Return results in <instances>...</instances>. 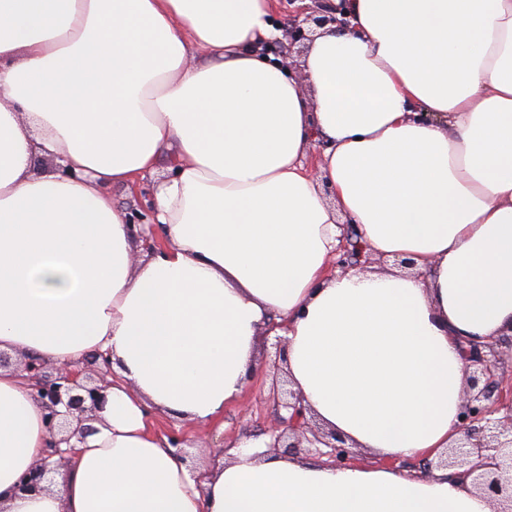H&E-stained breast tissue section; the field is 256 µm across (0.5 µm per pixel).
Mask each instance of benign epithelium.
Wrapping results in <instances>:
<instances>
[{"label":"benign epithelium","instance_id":"1","mask_svg":"<svg viewBox=\"0 0 512 512\" xmlns=\"http://www.w3.org/2000/svg\"><path fill=\"white\" fill-rule=\"evenodd\" d=\"M327 25L334 30L348 29L350 16L341 7L325 10L320 5L311 11H300L288 32V48L304 46ZM343 241L338 263L344 268L363 266L367 262L365 246L355 239L353 227L346 226ZM503 345L512 349V334L488 344L486 353L475 346L465 349V359L474 370L467 378L460 437L437 460H425L423 470L462 468L464 474L473 476L474 489L496 502L498 512H512V377L505 379L495 373L499 347ZM109 365L108 355L92 354L80 365H66L51 375L45 371V363L36 359L25 362L24 371L34 382L35 397L46 411L54 452H59V445L71 438L81 439L93 432L91 422L99 420L106 402V386L97 383L91 372L103 376ZM270 395L277 408L291 411L287 418L278 416V426L272 430L273 447L283 444L290 450L300 449L306 442L314 446L315 453L332 458L336 466H352L355 451L336 433L312 426L306 416L305 398L301 391L291 388L290 380L273 382ZM497 407L507 410V415L494 418ZM63 463L62 457L52 464L40 463L20 479L18 489H40L47 475L58 473Z\"/></svg>","mask_w":512,"mask_h":512}]
</instances>
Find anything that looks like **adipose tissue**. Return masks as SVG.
<instances>
[{"instance_id": "adipose-tissue-1", "label": "adipose tissue", "mask_w": 512, "mask_h": 512, "mask_svg": "<svg viewBox=\"0 0 512 512\" xmlns=\"http://www.w3.org/2000/svg\"><path fill=\"white\" fill-rule=\"evenodd\" d=\"M304 76L255 45L273 0H0V351L116 382L71 466L0 368L6 512H493L470 478L289 458L267 436L193 469L151 413L223 430L269 321L327 430L379 458L457 438L458 348L512 328V0H331ZM178 151L135 261L106 188ZM61 173L35 176V158ZM408 270L329 272L343 222ZM64 458L60 456L59 460L50 465L47 462H41L32 471L26 473L19 481L18 490L32 492L40 489V483L47 480L49 474H59V470L64 466Z\"/></svg>"}]
</instances>
